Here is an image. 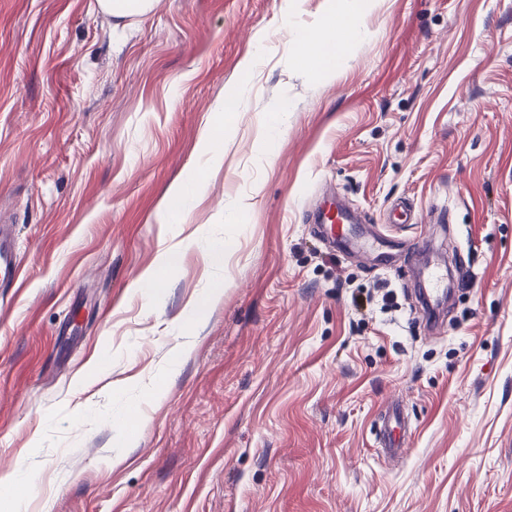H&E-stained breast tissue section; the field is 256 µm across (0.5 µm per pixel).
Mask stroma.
Returning <instances> with one entry per match:
<instances>
[{
	"label": "stroma",
	"instance_id": "1",
	"mask_svg": "<svg viewBox=\"0 0 512 512\" xmlns=\"http://www.w3.org/2000/svg\"><path fill=\"white\" fill-rule=\"evenodd\" d=\"M336 8L363 35L302 64ZM328 193L393 261L314 234ZM1 220L0 512H512V0H0ZM100 4L111 11L112 16L115 17L143 15L151 8L150 0H100ZM20 269L13 252L10 229L0 225V288H10L16 281ZM383 426V444L389 453L394 455L402 454L406 448L401 447V436L398 438L397 429L403 430L404 418L401 412L397 409L387 411L384 418Z\"/></svg>",
	"mask_w": 512,
	"mask_h": 512
}]
</instances>
